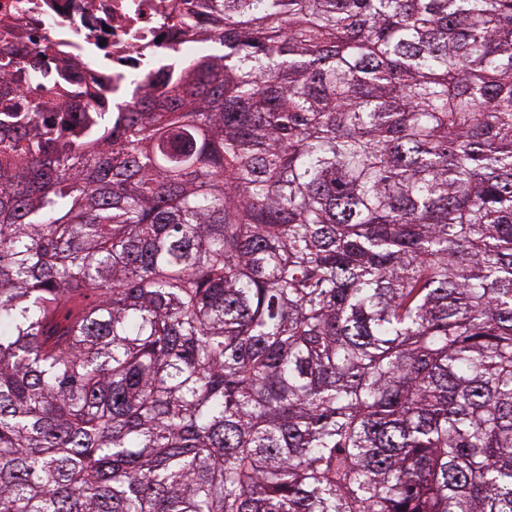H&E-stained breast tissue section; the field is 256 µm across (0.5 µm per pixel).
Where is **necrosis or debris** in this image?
Here are the masks:
<instances>
[{
	"mask_svg": "<svg viewBox=\"0 0 512 512\" xmlns=\"http://www.w3.org/2000/svg\"><path fill=\"white\" fill-rule=\"evenodd\" d=\"M204 0H0V109L44 97L38 127L76 134L86 119L168 98L207 57L177 34Z\"/></svg>",
	"mask_w": 512,
	"mask_h": 512,
	"instance_id": "obj_1",
	"label": "necrosis or debris"
}]
</instances>
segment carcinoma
Wrapping results in <instances>:
<instances>
[{"label": "carcinoma", "instance_id": "1", "mask_svg": "<svg viewBox=\"0 0 512 512\" xmlns=\"http://www.w3.org/2000/svg\"><path fill=\"white\" fill-rule=\"evenodd\" d=\"M203 10L0 112V512H512V0Z\"/></svg>", "mask_w": 512, "mask_h": 512}]
</instances>
